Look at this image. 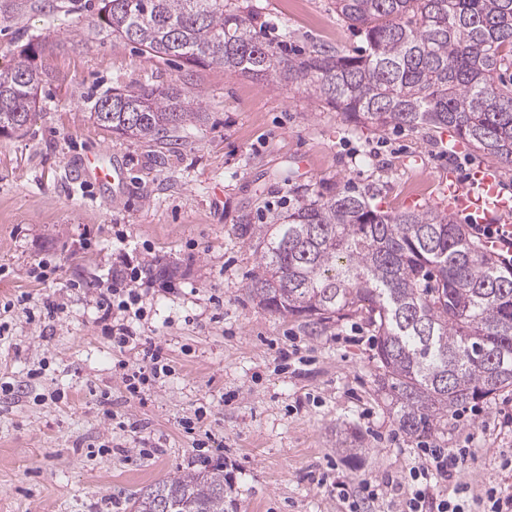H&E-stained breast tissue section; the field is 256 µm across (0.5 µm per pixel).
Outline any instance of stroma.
<instances>
[{
    "instance_id": "35a3bbf8",
    "label": "stroma",
    "mask_w": 512,
    "mask_h": 512,
    "mask_svg": "<svg viewBox=\"0 0 512 512\" xmlns=\"http://www.w3.org/2000/svg\"><path fill=\"white\" fill-rule=\"evenodd\" d=\"M251 2L260 38L289 54L365 46L334 0ZM97 4L0 0V68L52 38L37 58L48 77L35 115L0 136V379L14 386L0 392V512H128L142 487L202 454L223 462L233 512H348L363 485L408 479L418 442L377 388L371 327L353 316L314 332L260 307L249 291L257 241L242 221L275 224L302 198L338 190L384 212L434 210L443 178L488 159L445 129L353 127L305 92L149 60L94 29ZM144 84L183 88L207 121L163 145L91 118L99 97ZM90 154L119 168L120 185L81 180ZM120 240L130 265L172 271L154 277L143 322L171 371L138 397L117 368L136 355L113 350L95 309ZM49 300L63 311L47 315ZM479 408L428 439L465 449L434 493L464 485L471 512L488 484L512 486V432L498 423L512 391ZM352 431L355 453L342 444Z\"/></svg>"
}]
</instances>
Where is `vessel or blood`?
Listing matches in <instances>:
<instances>
[{"mask_svg": "<svg viewBox=\"0 0 512 512\" xmlns=\"http://www.w3.org/2000/svg\"><path fill=\"white\" fill-rule=\"evenodd\" d=\"M442 204L451 211L469 214L472 222H483L491 213H512V199L505 197L494 172L477 168L466 183L449 178L442 190ZM482 248L503 264H512V224L500 225L498 233L484 239Z\"/></svg>", "mask_w": 512, "mask_h": 512, "instance_id": "1", "label": "vessel or blood"}]
</instances>
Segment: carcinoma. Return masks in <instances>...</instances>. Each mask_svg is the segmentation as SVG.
<instances>
[{
	"label": "carcinoma",
	"instance_id": "cac0c4a2",
	"mask_svg": "<svg viewBox=\"0 0 512 512\" xmlns=\"http://www.w3.org/2000/svg\"><path fill=\"white\" fill-rule=\"evenodd\" d=\"M94 24L150 59L175 57L304 90L355 126L448 128L512 165V0H334L362 33L360 55L290 57L259 39L240 0H99ZM27 44L0 70V134L28 127L44 72ZM119 136L164 141L203 120L182 90L113 89L90 113ZM262 244L250 288L264 309L315 327L361 315L376 338L378 390L401 430L429 437L448 416L512 386V267L438 211L382 213L367 196L304 199L279 224L244 223ZM224 465L207 463L141 491L131 512H228Z\"/></svg>",
	"mask_w": 512,
	"mask_h": 512
}]
</instances>
